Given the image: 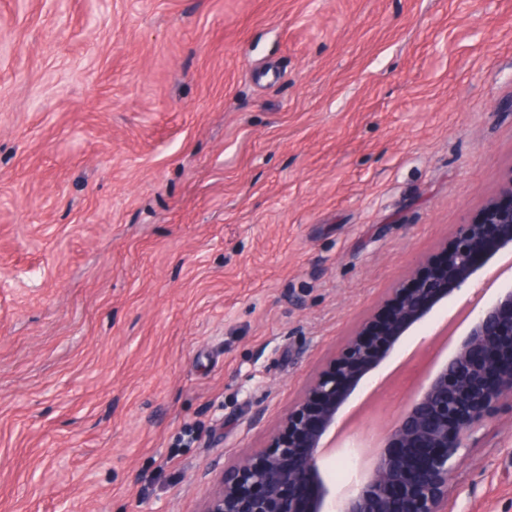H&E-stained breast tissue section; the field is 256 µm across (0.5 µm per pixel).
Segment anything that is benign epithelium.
<instances>
[{"label": "benign epithelium", "instance_id": "1", "mask_svg": "<svg viewBox=\"0 0 512 512\" xmlns=\"http://www.w3.org/2000/svg\"><path fill=\"white\" fill-rule=\"evenodd\" d=\"M512 249V177L451 246L417 268L308 384L265 449L224 467L201 512H449V480L487 420L512 409V289L476 311L454 353L386 426L370 469L336 494L322 476L325 438L341 408L405 333L500 251Z\"/></svg>", "mask_w": 512, "mask_h": 512}]
</instances>
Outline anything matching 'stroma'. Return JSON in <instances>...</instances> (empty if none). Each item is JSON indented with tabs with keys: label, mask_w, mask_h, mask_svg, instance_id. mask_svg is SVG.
Listing matches in <instances>:
<instances>
[{
	"label": "stroma",
	"mask_w": 512,
	"mask_h": 512,
	"mask_svg": "<svg viewBox=\"0 0 512 512\" xmlns=\"http://www.w3.org/2000/svg\"><path fill=\"white\" fill-rule=\"evenodd\" d=\"M0 512H198L512 176V0H0ZM401 337L340 411L396 418ZM512 512V412L451 481Z\"/></svg>",
	"instance_id": "1"
}]
</instances>
